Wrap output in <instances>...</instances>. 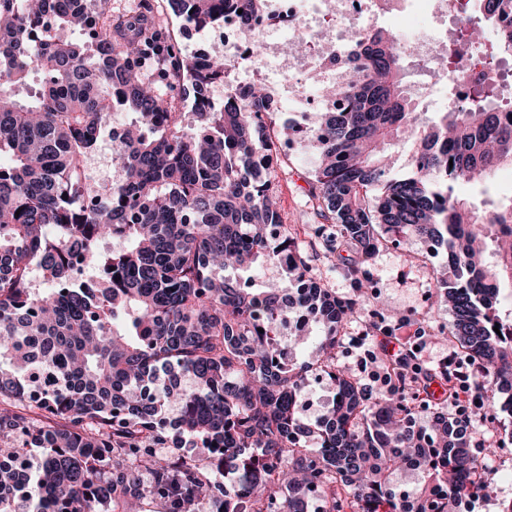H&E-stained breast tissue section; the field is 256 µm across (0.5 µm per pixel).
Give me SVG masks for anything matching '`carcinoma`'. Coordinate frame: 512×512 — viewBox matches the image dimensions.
I'll list each match as a JSON object with an SVG mask.
<instances>
[{
    "label": "carcinoma",
    "instance_id": "carcinoma-1",
    "mask_svg": "<svg viewBox=\"0 0 512 512\" xmlns=\"http://www.w3.org/2000/svg\"><path fill=\"white\" fill-rule=\"evenodd\" d=\"M97 19L96 48L35 36L46 15L67 31ZM198 29L268 0H167ZM455 48L425 72L454 87L466 66L512 58V0H451ZM490 26L496 38L481 42ZM151 0L117 18L110 0H0V512H407L394 484L416 474L418 512H456L483 487L468 419L434 416L415 361L390 362L387 393H366L336 361L358 312L309 275L298 232L277 207L282 136L315 151L308 217L332 224L357 264L416 238L445 247L437 280L476 390L512 414V196L479 210L460 183L512 166V98L478 83L427 115L405 84L410 55L386 29L359 27L322 102L321 121L275 126L265 84L237 91V62L185 56ZM166 80L171 93L156 87ZM37 79L26 97L20 89ZM224 81V106L194 97ZM120 109L135 115L115 148L118 176L88 193L84 162ZM420 142L411 175L391 177L386 152ZM275 266L280 289L241 273ZM307 314L319 370L334 392L315 424L298 414L309 367L274 362L276 325ZM189 385L177 388V375ZM201 446L199 456L184 450ZM25 450L28 465L13 458ZM236 474L228 486L225 474Z\"/></svg>",
    "mask_w": 512,
    "mask_h": 512
}]
</instances>
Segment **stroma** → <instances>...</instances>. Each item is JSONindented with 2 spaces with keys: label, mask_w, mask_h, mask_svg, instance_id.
Returning a JSON list of instances; mask_svg holds the SVG:
<instances>
[{
  "label": "stroma",
  "mask_w": 512,
  "mask_h": 512,
  "mask_svg": "<svg viewBox=\"0 0 512 512\" xmlns=\"http://www.w3.org/2000/svg\"><path fill=\"white\" fill-rule=\"evenodd\" d=\"M368 24L389 28L404 36L427 35L441 38L454 26L452 13L437 12L425 18L410 8L406 0H390L387 8L368 16ZM408 84L421 108L439 112L447 108L451 92L446 83L433 82L424 74L420 62L409 61ZM264 73L274 95L282 101L275 123L293 118L305 127L316 125L319 113L305 111L303 101L317 98L330 81V74L316 68L304 71L283 70L276 57H268ZM312 153H293L292 165L279 177V200L285 223L300 224L306 210L305 177L312 166ZM312 275L337 295L358 300L361 314L348 320L343 329L344 343L337 350L340 363L356 372L366 389H373L367 371L358 367V358L377 350V331L390 329L395 336L417 347V357L429 373L436 374L455 363L457 346L452 339L453 314L438 300L434 271L446 262L444 253H431L419 240H410L401 248H383L359 266L358 275H350L346 263L330 254L322 239L301 236ZM475 440L472 453L478 459L488 486L483 493L481 512H501L512 501V415L497 416L472 425Z\"/></svg>",
  "instance_id": "35a3bbf8"
}]
</instances>
